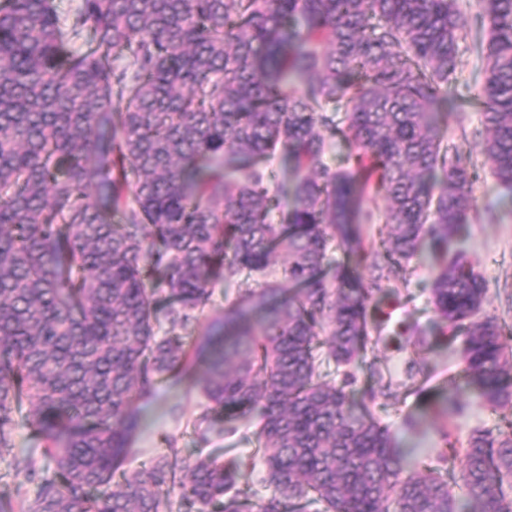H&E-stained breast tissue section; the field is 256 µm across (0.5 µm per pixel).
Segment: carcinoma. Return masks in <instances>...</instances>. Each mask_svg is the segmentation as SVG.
<instances>
[{
	"label": "carcinoma",
	"instance_id": "1",
	"mask_svg": "<svg viewBox=\"0 0 512 512\" xmlns=\"http://www.w3.org/2000/svg\"><path fill=\"white\" fill-rule=\"evenodd\" d=\"M476 2L483 152L512 191V0ZM467 25L458 0H0V453L26 401L51 462L22 512H512L511 420L443 435L450 476L320 373L363 362L383 270L426 240L464 388L512 403V326L479 316L488 283L458 247L475 166L445 143ZM335 144L351 166L318 165ZM281 254L288 287H245ZM219 282L236 301L182 335ZM199 363L197 427L260 416L256 502L237 459L170 443L123 469L137 402Z\"/></svg>",
	"mask_w": 512,
	"mask_h": 512
}]
</instances>
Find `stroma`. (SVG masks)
<instances>
[{"label":"stroma","mask_w":512,"mask_h":512,"mask_svg":"<svg viewBox=\"0 0 512 512\" xmlns=\"http://www.w3.org/2000/svg\"><path fill=\"white\" fill-rule=\"evenodd\" d=\"M483 31L468 27L459 41L458 70L451 81L456 93L468 94L482 81V61L473 51L474 41L482 39ZM481 114L473 107L454 108L448 116V141L461 153L471 156L476 164L477 200L465 231L464 248L473 269L489 283L484 311L512 323V198L507 197L483 167ZM397 292H384L383 309L390 316L389 329L399 324H412L429 340L421 358L427 372L424 384L407 383L395 397H377L369 407L384 424L390 426L396 441L403 448H438L443 433L463 440L476 428L492 430L512 418V406L489 409L471 391L457 393L463 363L459 341L450 339L430 303L432 265L423 258L413 259L407 270L393 279ZM458 397L461 408L457 414L442 419L434 406L441 396ZM206 405L197 376L167 378L154 394L140 401L138 408L142 428L137 437L138 454L128 458L126 466L135 469L150 456L165 451L166 441H173L182 456L198 453L238 456L247 460L250 478H257L264 469L261 457L252 453L255 423L237 422L234 434L224 432L223 423H215L206 439H199L193 423ZM14 448L0 454V501L19 507L21 501L33 498L37 481L28 476L30 463L44 465L40 442L24 421H16Z\"/></svg>","instance_id":"obj_1"}]
</instances>
